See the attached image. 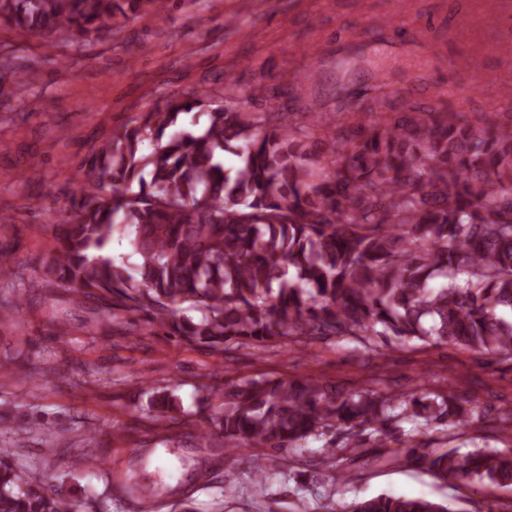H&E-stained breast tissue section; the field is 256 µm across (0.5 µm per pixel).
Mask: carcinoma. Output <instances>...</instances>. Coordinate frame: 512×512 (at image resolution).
Listing matches in <instances>:
<instances>
[{"label":"carcinoma","mask_w":512,"mask_h":512,"mask_svg":"<svg viewBox=\"0 0 512 512\" xmlns=\"http://www.w3.org/2000/svg\"><path fill=\"white\" fill-rule=\"evenodd\" d=\"M166 0H0V31L43 38L67 30L90 41ZM0 94L26 98L40 73L7 81ZM229 76L220 100L172 98L138 113L76 172L68 205L50 225L55 247L33 278L89 305L87 331L136 326L224 351L291 337L350 336L369 350L394 339L453 344L512 359V116L399 112L342 117L341 138L296 136L277 112H248ZM203 111L205 125L183 127ZM237 158L224 169V153ZM129 239L135 262L110 254ZM224 402L197 437L232 452L246 442L286 451L311 436L342 432L361 446L401 416L450 428L482 412L458 386L427 400L378 391L343 394L311 378L249 380L224 387ZM157 416L173 399L152 400ZM409 449L440 477L512 488V448L438 455ZM0 453V512H73L40 477ZM349 512H452L422 497L388 493Z\"/></svg>","instance_id":"carcinoma-1"}]
</instances>
